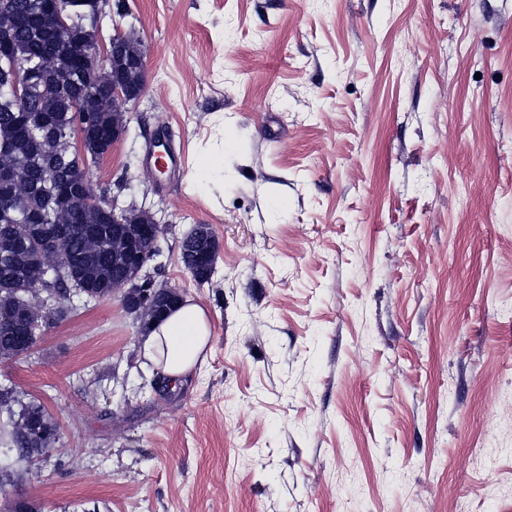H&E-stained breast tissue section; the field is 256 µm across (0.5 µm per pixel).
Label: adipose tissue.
Masks as SVG:
<instances>
[{
	"label": "adipose tissue",
	"mask_w": 512,
	"mask_h": 512,
	"mask_svg": "<svg viewBox=\"0 0 512 512\" xmlns=\"http://www.w3.org/2000/svg\"><path fill=\"white\" fill-rule=\"evenodd\" d=\"M212 334L207 310L193 299L184 298L164 317L148 324L139 352L166 382L174 385L206 361Z\"/></svg>",
	"instance_id": "obj_1"
}]
</instances>
